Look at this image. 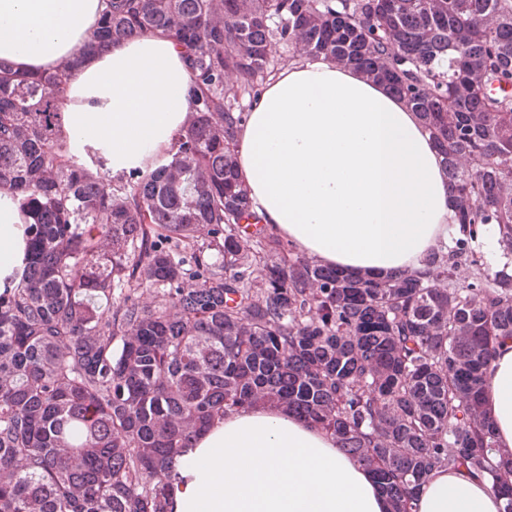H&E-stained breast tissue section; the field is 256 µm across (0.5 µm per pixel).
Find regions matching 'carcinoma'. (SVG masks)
<instances>
[{
	"label": "carcinoma",
	"instance_id": "carcinoma-1",
	"mask_svg": "<svg viewBox=\"0 0 512 512\" xmlns=\"http://www.w3.org/2000/svg\"><path fill=\"white\" fill-rule=\"evenodd\" d=\"M157 32L183 49L194 101L146 172L73 152L69 66L0 63V190L29 231L0 294V512H171L177 457L267 403L331 433L391 512L441 467L488 478L512 512L481 397L512 339V273L474 248L495 224L512 251V0H106L77 57ZM280 46L361 71L425 124L462 227L425 272L351 277L267 233L235 141Z\"/></svg>",
	"mask_w": 512,
	"mask_h": 512
}]
</instances>
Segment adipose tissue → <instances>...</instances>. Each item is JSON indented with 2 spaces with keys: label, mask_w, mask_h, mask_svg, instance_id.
Returning <instances> with one entry per match:
<instances>
[{
  "label": "adipose tissue",
  "mask_w": 512,
  "mask_h": 512,
  "mask_svg": "<svg viewBox=\"0 0 512 512\" xmlns=\"http://www.w3.org/2000/svg\"><path fill=\"white\" fill-rule=\"evenodd\" d=\"M104 0H0V59L47 74L72 58L60 110L79 148L113 174L166 159L193 109L189 74L161 33L77 57ZM239 173L270 232L353 276L424 270L460 235L439 151L381 83L319 57L288 64L255 97L236 137ZM28 243L17 203L0 191V293L20 283ZM500 453H512V339L482 378ZM173 512H389L372 475L335 439L272 406L215 418L179 457ZM485 480L435 469L414 512H501Z\"/></svg>",
  "instance_id": "ef3b65f1"
}]
</instances>
